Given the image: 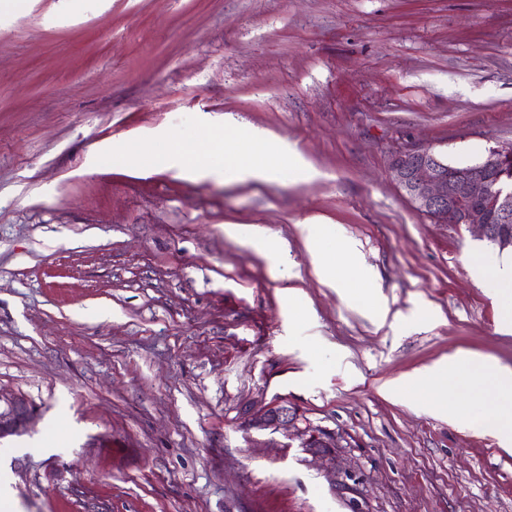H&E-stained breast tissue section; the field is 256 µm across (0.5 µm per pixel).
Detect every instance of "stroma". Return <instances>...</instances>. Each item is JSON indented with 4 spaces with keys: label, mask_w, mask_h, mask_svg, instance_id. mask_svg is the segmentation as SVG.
Here are the masks:
<instances>
[{
    "label": "stroma",
    "mask_w": 512,
    "mask_h": 512,
    "mask_svg": "<svg viewBox=\"0 0 512 512\" xmlns=\"http://www.w3.org/2000/svg\"><path fill=\"white\" fill-rule=\"evenodd\" d=\"M65 10L0 12V390L38 411L0 441L21 512H512L493 435L382 392L459 349L512 368L492 279L470 269L503 251L431 223L389 169L411 146L467 165L512 142V0ZM206 114L296 146L317 177L161 164L223 138ZM309 219L356 243L372 293L320 283ZM228 224L263 228L295 278ZM380 304L405 324H376ZM260 395L346 447L319 460L239 428Z\"/></svg>",
    "instance_id": "35a3bbf8"
}]
</instances>
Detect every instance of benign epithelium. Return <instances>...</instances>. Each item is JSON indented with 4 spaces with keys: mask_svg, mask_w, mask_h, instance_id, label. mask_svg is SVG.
Here are the masks:
<instances>
[{
    "mask_svg": "<svg viewBox=\"0 0 512 512\" xmlns=\"http://www.w3.org/2000/svg\"><path fill=\"white\" fill-rule=\"evenodd\" d=\"M511 163L512 144L492 147L483 160L467 165H453L428 147H410L392 156L390 170L417 212L436 224H465L504 250L512 247V186L502 185L500 177ZM35 417L26 399L0 393V440L26 431ZM241 426L281 432L288 439L285 448L298 439L316 458L332 459L340 447L335 430L307 422L286 396L252 401L242 413Z\"/></svg>",
    "mask_w": 512,
    "mask_h": 512,
    "instance_id": "obj_1",
    "label": "benign epithelium"
}]
</instances>
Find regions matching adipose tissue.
<instances>
[{"instance_id":"1","label":"adipose tissue","mask_w":512,"mask_h":512,"mask_svg":"<svg viewBox=\"0 0 512 512\" xmlns=\"http://www.w3.org/2000/svg\"><path fill=\"white\" fill-rule=\"evenodd\" d=\"M224 137L213 145L214 153L224 158V178L228 181H264L275 175L293 180H310L314 170L288 143L268 133L225 124ZM315 270L330 288L354 285L371 286L373 276L357 259V248L349 238H340V260L327 257L321 238L333 235L329 224L304 221L300 225ZM474 272L492 270L494 294L500 320L512 326V259L496 261L487 267L483 255L470 260ZM384 393L393 399H406L416 407L448 417L460 430L484 428L499 446L512 451V370L470 354H454L433 365L415 370L387 382Z\"/></svg>"}]
</instances>
